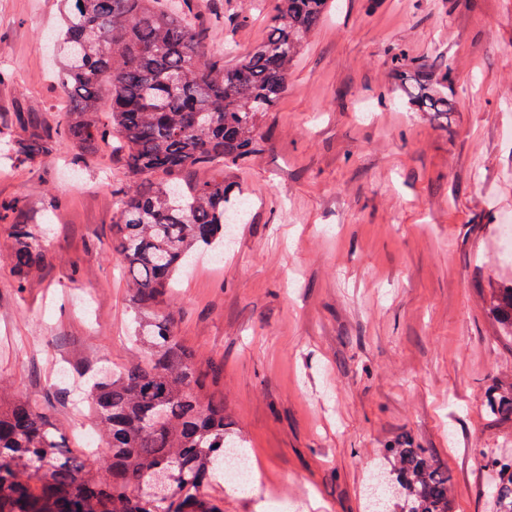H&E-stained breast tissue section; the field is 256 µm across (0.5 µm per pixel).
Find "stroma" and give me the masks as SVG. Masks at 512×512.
Wrapping results in <instances>:
<instances>
[{
    "label": "stroma",
    "mask_w": 512,
    "mask_h": 512,
    "mask_svg": "<svg viewBox=\"0 0 512 512\" xmlns=\"http://www.w3.org/2000/svg\"><path fill=\"white\" fill-rule=\"evenodd\" d=\"M210 54L233 64L265 37L273 0H193ZM58 0H0V398L60 424L73 451L97 432L72 380L144 357L112 252V191L127 183L108 145L81 158L59 118L49 64ZM449 57L447 128L380 101L392 58ZM244 163L201 168L247 197L221 261L178 276L170 314L224 403L259 477L215 485L224 512H365L387 444L411 440L447 467L454 512H492L491 459H512V419L491 420L488 385L512 389V341L482 306L512 280L498 221L512 214V0H338L260 120ZM51 150L24 164L33 128ZM34 225L43 266L18 282L13 223ZM46 147L38 135L28 139L16 140L12 147V155L17 163H24L39 154L46 153Z\"/></svg>",
    "instance_id": "obj_1"
}]
</instances>
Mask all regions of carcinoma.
Instances as JSON below:
<instances>
[{
	"label": "carcinoma",
	"instance_id": "obj_1",
	"mask_svg": "<svg viewBox=\"0 0 512 512\" xmlns=\"http://www.w3.org/2000/svg\"><path fill=\"white\" fill-rule=\"evenodd\" d=\"M332 0H274L265 39L235 64L205 50L206 27L193 0H61L49 34L53 78L68 98L63 132L84 153L115 141L132 181L115 191L112 251L127 275L134 341L149 357L92 385L109 480L86 473L63 429L26 400L0 404V512H223L208 493L224 456L242 441L224 424V402L205 399L208 373L176 336L165 305L176 276L202 253H217L228 230L224 180L191 183L188 172L237 166L262 134L259 118L285 90L288 70ZM394 101L448 123L456 111L451 69L393 57ZM107 96V122L95 118ZM46 152L39 136L14 142L24 163ZM16 278L43 254L31 224L11 225ZM489 310L512 339V282L493 289ZM486 415L512 417V395L487 388ZM378 512H453L452 476L423 448H387ZM494 512H512V460L491 462ZM170 470L169 497L141 489Z\"/></svg>",
	"mask_w": 512,
	"mask_h": 512
}]
</instances>
